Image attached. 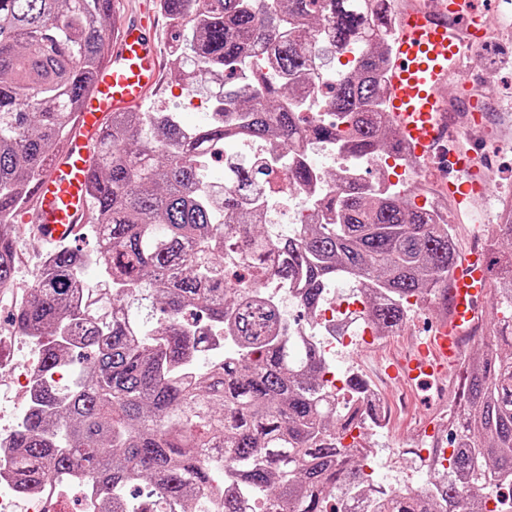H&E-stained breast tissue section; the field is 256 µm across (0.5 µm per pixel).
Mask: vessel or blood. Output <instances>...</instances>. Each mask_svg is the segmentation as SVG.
Segmentation results:
<instances>
[{
	"mask_svg": "<svg viewBox=\"0 0 512 512\" xmlns=\"http://www.w3.org/2000/svg\"><path fill=\"white\" fill-rule=\"evenodd\" d=\"M154 26V13L147 5L122 20L70 140L34 186L29 219L45 241L74 238L86 222L91 147L107 118L140 105L159 87L162 64L152 37ZM488 27L485 9L474 0H400L390 30L393 53L383 74L385 110L404 153L415 160L418 174L453 202L457 220L474 201L495 194L484 177L492 151L459 146L465 127L483 117L482 104L470 89L482 71L478 52L489 37ZM456 77L465 92L447 97L444 89ZM447 284L446 312L439 321L415 337L411 349L377 360L391 386L412 397L429 387L437 395L447 394L468 334L488 319L477 304L488 286L482 251L461 254L448 271Z\"/></svg>",
	"mask_w": 512,
	"mask_h": 512,
	"instance_id": "obj_1",
	"label": "vessel or blood"
}]
</instances>
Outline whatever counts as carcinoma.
<instances>
[{"instance_id":"obj_1","label":"carcinoma","mask_w":512,"mask_h":512,"mask_svg":"<svg viewBox=\"0 0 512 512\" xmlns=\"http://www.w3.org/2000/svg\"><path fill=\"white\" fill-rule=\"evenodd\" d=\"M392 0H277L265 14L251 0H157L178 47L171 74L197 88L217 83L221 110L195 127L169 110L115 112L93 147L87 183L98 248L68 245L44 261L30 299L14 315L21 336L44 347L42 368L66 364L72 337L83 366L72 387L38 385L13 441L11 487L24 493L54 473H81L102 494L143 484L178 512H244L241 499H210L216 460L223 478L264 512H490L512 486V255L486 240L500 265L488 293L497 343L460 358L449 448L415 491H378L360 440L376 421L344 408L322 380L316 343L290 334L284 306L258 284L306 283L305 304L347 280L381 332L408 320V300L441 307L460 249L438 210L395 191L372 192L349 176L314 199L306 224L269 229L262 167L240 159L216 179L212 155L261 141L288 148L299 186L318 169L301 147L333 144L352 160L401 156L383 103ZM113 0H0V287L13 281L14 221L32 186L73 132L83 98L110 50ZM350 49L355 73L336 74L323 97L328 119L312 128L296 98L318 90L320 72ZM263 52L252 81L236 67ZM95 266L111 294L84 308L73 280Z\"/></svg>"}]
</instances>
